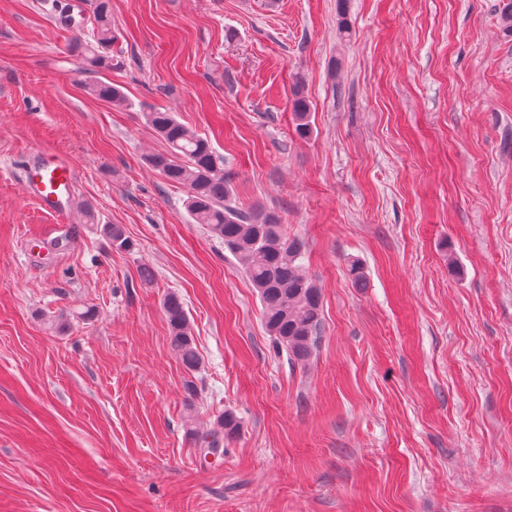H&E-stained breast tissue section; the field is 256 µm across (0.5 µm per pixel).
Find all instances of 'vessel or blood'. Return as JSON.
Segmentation results:
<instances>
[{"mask_svg": "<svg viewBox=\"0 0 512 512\" xmlns=\"http://www.w3.org/2000/svg\"><path fill=\"white\" fill-rule=\"evenodd\" d=\"M74 182L73 165L48 151H36L27 163L25 190L46 211L61 214L68 209Z\"/></svg>", "mask_w": 512, "mask_h": 512, "instance_id": "vessel-or-blood-1", "label": "vessel or blood"}]
</instances>
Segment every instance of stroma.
<instances>
[{
	"label": "stroma",
	"instance_id": "1",
	"mask_svg": "<svg viewBox=\"0 0 512 512\" xmlns=\"http://www.w3.org/2000/svg\"><path fill=\"white\" fill-rule=\"evenodd\" d=\"M78 2L0 0V512H512L500 0H111L117 63L98 77L125 109L83 88L96 76L59 23ZM157 108L223 155L239 205L303 241L323 308L306 366L147 165L166 148ZM36 150L76 168L64 215L24 193ZM171 292L192 373L169 345ZM227 409L243 429L219 454L187 439ZM87 93L101 101L111 103L113 106H127L128 100L124 91L111 82L94 80L85 85ZM163 309L169 326L172 351L188 372L196 371L200 359L182 302L177 295L168 294L163 301Z\"/></svg>",
	"mask_w": 512,
	"mask_h": 512
}]
</instances>
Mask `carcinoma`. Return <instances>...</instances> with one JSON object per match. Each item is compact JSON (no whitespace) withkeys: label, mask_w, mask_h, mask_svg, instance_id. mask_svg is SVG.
Segmentation results:
<instances>
[{"label":"carcinoma","mask_w":512,"mask_h":512,"mask_svg":"<svg viewBox=\"0 0 512 512\" xmlns=\"http://www.w3.org/2000/svg\"><path fill=\"white\" fill-rule=\"evenodd\" d=\"M93 14L92 39H76L73 51L87 73L112 67L111 0H88ZM87 93L114 106H126L124 91L110 82L95 80L85 85ZM298 123L296 131L310 133L307 103L296 94L294 103ZM147 123L166 142L167 149L147 158L148 164L171 183L187 189L184 205L196 224H203L224 242L244 275L250 281L261 304V316L268 335L277 349L286 351L292 364L304 366L312 358L322 331V303L319 289L307 279L299 260L303 243L288 236L280 216L274 211L247 209L233 197L229 178L224 174V157L211 143L190 130L172 113L154 110L146 113ZM103 234L112 250L132 247L123 227L105 224ZM169 326L172 351L189 372L197 370L200 359L190 333L182 302L175 294L163 301ZM242 430L240 418L226 410L213 430L200 435L192 428L187 433L215 454L235 440Z\"/></svg>","instance_id":"1"}]
</instances>
